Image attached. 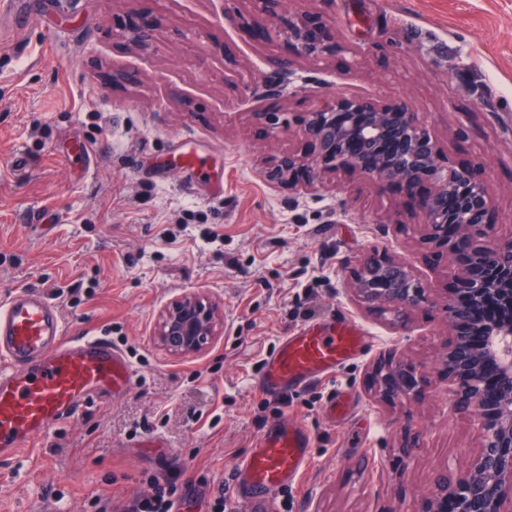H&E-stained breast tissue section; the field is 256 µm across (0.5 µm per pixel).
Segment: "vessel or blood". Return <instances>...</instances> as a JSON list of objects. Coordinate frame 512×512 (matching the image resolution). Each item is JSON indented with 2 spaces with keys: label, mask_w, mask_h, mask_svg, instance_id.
Here are the masks:
<instances>
[{
  "label": "vessel or blood",
  "mask_w": 512,
  "mask_h": 512,
  "mask_svg": "<svg viewBox=\"0 0 512 512\" xmlns=\"http://www.w3.org/2000/svg\"><path fill=\"white\" fill-rule=\"evenodd\" d=\"M368 339L345 317H332L282 336L257 382L270 398L336 376L361 356ZM124 353L101 336L70 335L58 305L41 291L12 290L0 298V455L17 456L35 438L80 418L100 401L135 387ZM311 438L281 418L256 439L239 464L232 497L256 512H273L281 490L295 485L310 463Z\"/></svg>",
  "instance_id": "vessel-or-blood-1"
}]
</instances>
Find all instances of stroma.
I'll use <instances>...</instances> for the list:
<instances>
[{
	"instance_id": "stroma-1",
	"label": "stroma",
	"mask_w": 512,
	"mask_h": 512,
	"mask_svg": "<svg viewBox=\"0 0 512 512\" xmlns=\"http://www.w3.org/2000/svg\"><path fill=\"white\" fill-rule=\"evenodd\" d=\"M0 19V296L40 288L72 332L108 337L137 386L27 448L0 456V512H94L176 478L183 512H211L222 481L278 414L312 435L311 463L275 512H425L437 465L463 468L482 417L453 406L438 308L393 325L354 304L366 255L407 261L427 297L452 292L445 254L420 243L411 197L344 173L266 180L303 147L301 113L340 95L405 101L493 197L491 232L512 236V0H283L326 26L336 53L298 56L257 0H27ZM159 26L132 42L135 19ZM280 88L277 100L265 86ZM277 109L263 126L252 115ZM202 292L224 333L175 358L159 311ZM338 314L369 344L336 377L267 407L256 382L281 336ZM417 379L377 390L378 367ZM347 396L332 418V391ZM413 454H405V446Z\"/></svg>"
}]
</instances>
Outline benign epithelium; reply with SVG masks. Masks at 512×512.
<instances>
[{
	"label": "benign epithelium",
	"instance_id": "7a95c632",
	"mask_svg": "<svg viewBox=\"0 0 512 512\" xmlns=\"http://www.w3.org/2000/svg\"><path fill=\"white\" fill-rule=\"evenodd\" d=\"M277 2L259 0L299 55L324 58L336 52L330 31L297 17H278ZM157 26L158 21L144 19L132 28V37L145 45ZM300 126L310 152L278 156L265 173L268 181L285 182L309 165L320 174H359L380 186L432 183L419 202L424 215L422 240L446 253L448 272L473 303L495 294L512 309V236L489 234L493 198L487 186L469 169L441 163L440 142L406 102L382 104L366 95L334 97L303 115ZM349 291L366 311L390 315L395 321L427 303L440 307L452 335L444 364L455 386L459 412L482 410L488 397L482 371L486 363L495 364V417L483 425L478 449L465 469L452 472L438 466L431 471L426 512H448L450 496L456 499L458 512H512V318L483 328L487 343L473 345L469 340L476 326L473 311L454 301L452 294L426 298L411 267L394 257L362 258ZM223 329L219 305L205 294L188 292L159 312L154 336L159 347L183 358L206 350ZM375 379L385 395L409 392L417 383L400 364L379 368Z\"/></svg>",
	"mask_w": 512,
	"mask_h": 512
}]
</instances>
